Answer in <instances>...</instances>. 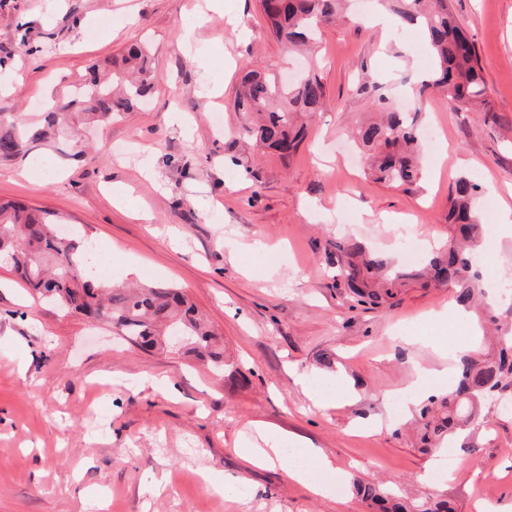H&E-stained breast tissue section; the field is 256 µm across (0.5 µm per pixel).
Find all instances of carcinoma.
I'll list each match as a JSON object with an SVG mask.
<instances>
[{
    "label": "carcinoma",
    "instance_id": "1",
    "mask_svg": "<svg viewBox=\"0 0 512 512\" xmlns=\"http://www.w3.org/2000/svg\"><path fill=\"white\" fill-rule=\"evenodd\" d=\"M273 37L300 51L312 44L321 25L333 23L341 0H259ZM397 26H421L427 34L426 54L431 59L429 78L416 94L438 91L457 112H490L488 88L474 44L459 26L450 0H385ZM154 88L148 49L132 44L121 55V67L106 77L92 70L73 86L68 100L49 103L43 123L22 124L0 114V157L21 154L48 138L50 132L69 135L83 124H108L144 102ZM327 102L321 77L305 71L294 81L255 70L241 78L234 110L247 123L255 145L290 160L304 139L298 114L321 111ZM378 121L358 129L365 149L367 169L377 182L394 187L416 185L422 176L421 135L407 113L387 106L385 97L374 98ZM480 184L461 177L451 188L448 205V238L421 270L386 271V262L366 250L355 238L330 243L326 262L336 267V279L346 282L353 302L377 305L395 296L408 281L424 288H450L466 305L478 302L481 272L474 263V248L482 235L474 204ZM59 220L46 210L19 202H0V257L19 274L29 290L67 312L87 314L112 323L116 334L143 350L167 349L166 336L173 329L188 337L186 352L213 371H224V347L206 321L197 314L186 294L170 285L117 287L107 270L95 261V252L57 232ZM456 384L432 395L419 412L420 441L428 451L448 444L463 427L475 421L485 403H501L512 387V336L496 353L481 351L459 355L455 361ZM356 494L377 512H409V505L393 491L376 483H353ZM415 512H455L445 500L424 498Z\"/></svg>",
    "mask_w": 512,
    "mask_h": 512
}]
</instances>
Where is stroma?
<instances>
[{"instance_id": "stroma-1", "label": "stroma", "mask_w": 512, "mask_h": 512, "mask_svg": "<svg viewBox=\"0 0 512 512\" xmlns=\"http://www.w3.org/2000/svg\"><path fill=\"white\" fill-rule=\"evenodd\" d=\"M198 2L0 0V113L30 117L66 99L89 66L135 42L149 47L156 74L144 104L84 130L81 158L61 142L0 158V200L53 212L91 238L112 279L183 288L225 360L218 374L189 356L139 350L109 323L33 296L1 264L0 512H371L356 480L440 496L457 512L485 502L512 512V417L491 415L426 453L413 405L395 400L417 363L433 372L421 397L446 391L437 373L453 358L395 334L425 333L435 312L455 308L452 291L410 283L390 304L355 308L325 264L330 242L352 235L401 266L404 221L419 246L439 242L452 184L478 172L479 251L490 273L512 274V237L486 210L490 198L512 207V0H451L481 59L489 114L454 111L440 93L414 97L424 33L359 20L374 2L351 0L347 21L325 26L308 58L329 101L286 164L243 153L232 105L243 70L282 74L292 60L258 0L203 13ZM187 32L190 57L180 46ZM371 86L444 143L443 158L424 150L411 189L363 173L353 135L372 117ZM264 431L305 441L331 469L310 463L303 481L251 462L247 446L263 447ZM442 463L449 476L422 481ZM155 475L166 478L159 493Z\"/></svg>"}]
</instances>
